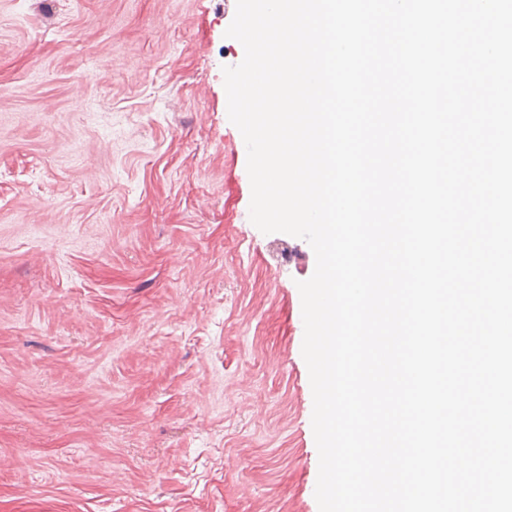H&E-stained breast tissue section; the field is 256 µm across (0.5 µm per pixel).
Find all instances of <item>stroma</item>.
I'll return each instance as SVG.
<instances>
[{
    "label": "stroma",
    "mask_w": 512,
    "mask_h": 512,
    "mask_svg": "<svg viewBox=\"0 0 512 512\" xmlns=\"http://www.w3.org/2000/svg\"><path fill=\"white\" fill-rule=\"evenodd\" d=\"M236 0H0V512H319L303 239L250 221Z\"/></svg>",
    "instance_id": "35a3bbf8"
}]
</instances>
